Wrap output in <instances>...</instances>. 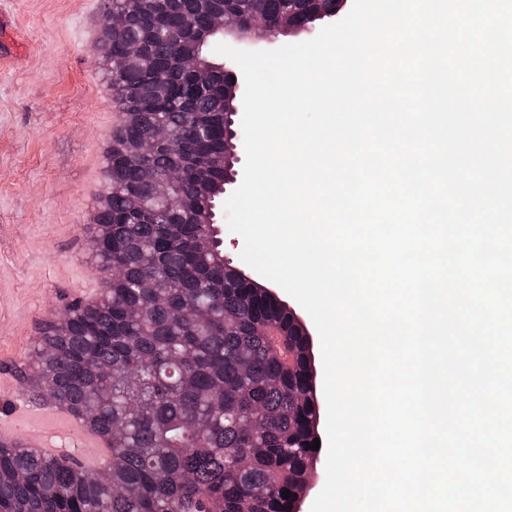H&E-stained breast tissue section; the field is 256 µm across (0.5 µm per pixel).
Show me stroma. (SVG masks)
Returning <instances> with one entry per match:
<instances>
[{"label":"stroma","mask_w":512,"mask_h":512,"mask_svg":"<svg viewBox=\"0 0 512 512\" xmlns=\"http://www.w3.org/2000/svg\"><path fill=\"white\" fill-rule=\"evenodd\" d=\"M106 0H0V418L37 407L30 357L102 290L91 249L121 123L98 45Z\"/></svg>","instance_id":"stroma-1"}]
</instances>
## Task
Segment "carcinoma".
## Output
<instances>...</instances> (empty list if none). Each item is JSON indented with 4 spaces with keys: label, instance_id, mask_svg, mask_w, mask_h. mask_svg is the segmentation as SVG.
<instances>
[{
    "label": "carcinoma",
    "instance_id": "cac0c4a2",
    "mask_svg": "<svg viewBox=\"0 0 512 512\" xmlns=\"http://www.w3.org/2000/svg\"><path fill=\"white\" fill-rule=\"evenodd\" d=\"M128 13V25L102 46L117 55L129 42L143 45L146 64L112 73L119 105L137 111L119 126L108 151L107 178L96 236L100 268L119 263L112 286L93 304H76L50 326L34 349L33 389L52 399L105 440L109 479L87 480L85 466L18 444H0V512H288L282 491L293 490L311 466L312 423L317 409L302 400L307 337L288 307L261 297L252 281L218 253L195 255L188 265L187 239L201 240L208 225L178 209L185 188L220 178L224 153L215 132L224 120V98L209 92L210 72L195 81L172 64L176 37L157 23L201 15L196 0H112ZM176 104L156 115L160 90ZM198 112L209 115L202 132L186 139L184 154L158 146L149 156L137 144L157 118L181 129ZM184 165L190 184L177 179L158 223L126 212L127 196L152 205L153 190L141 180L149 167L168 173ZM146 251L153 268L141 265ZM145 277L157 288L144 290ZM143 311L139 319L130 310ZM112 368L105 379L99 369ZM112 387L103 404L98 392ZM257 420L246 434L242 423ZM265 488L255 496L251 490Z\"/></svg>",
    "mask_w": 512,
    "mask_h": 512
}]
</instances>
